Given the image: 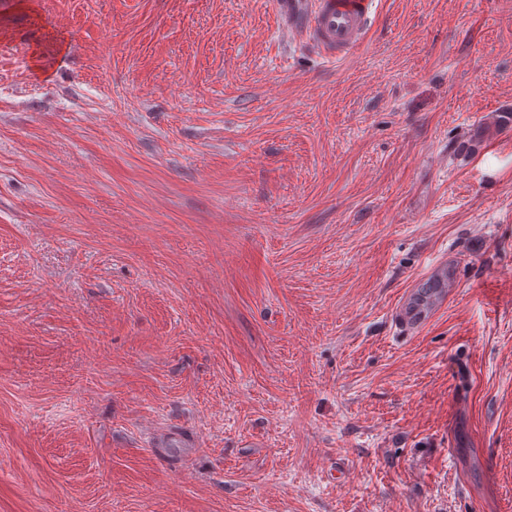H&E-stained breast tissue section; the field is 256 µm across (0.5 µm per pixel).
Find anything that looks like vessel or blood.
<instances>
[{
	"instance_id": "1",
	"label": "vessel or blood",
	"mask_w": 512,
	"mask_h": 512,
	"mask_svg": "<svg viewBox=\"0 0 512 512\" xmlns=\"http://www.w3.org/2000/svg\"><path fill=\"white\" fill-rule=\"evenodd\" d=\"M380 0H272L282 29L308 41L325 57L348 55L361 45Z\"/></svg>"
}]
</instances>
